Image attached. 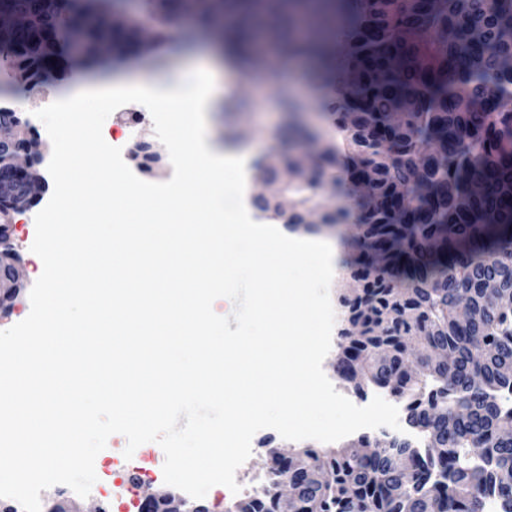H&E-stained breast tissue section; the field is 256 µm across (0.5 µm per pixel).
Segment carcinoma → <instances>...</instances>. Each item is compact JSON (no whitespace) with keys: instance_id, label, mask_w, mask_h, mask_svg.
I'll return each mask as SVG.
<instances>
[{"instance_id":"cac0c4a2","label":"carcinoma","mask_w":512,"mask_h":512,"mask_svg":"<svg viewBox=\"0 0 512 512\" xmlns=\"http://www.w3.org/2000/svg\"><path fill=\"white\" fill-rule=\"evenodd\" d=\"M356 21L340 64L359 87L337 112L374 207L362 206L355 287L340 297L334 368L363 394L372 387L405 407L408 433L363 434L328 451L273 459L263 500L239 512H275L288 479L296 512H483L493 496L512 512V0H349ZM119 0H0L29 26L0 36V67L34 86L52 77L80 26L92 45L134 43ZM206 33L217 18L195 0H155ZM288 7L267 26L285 37ZM440 39L433 44L431 34ZM250 25L224 28L243 49ZM324 169L299 174L306 203ZM442 187L417 197L414 180ZM466 306L477 318L462 321Z\"/></svg>"}]
</instances>
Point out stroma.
<instances>
[{
  "mask_svg": "<svg viewBox=\"0 0 512 512\" xmlns=\"http://www.w3.org/2000/svg\"><path fill=\"white\" fill-rule=\"evenodd\" d=\"M290 14L298 22H310L311 41L322 42L323 17L335 18L339 27H347L344 0H294ZM149 39L140 46L136 54L127 60L106 62L91 68H75L69 71L64 81H47L36 87L19 88L13 95L1 96L0 107L7 105L22 118H30L33 111L64 97L70 87H91L112 84L128 79L147 80L154 78L163 82H175L182 70L190 63L213 60L219 70L229 71L233 82L230 94L221 96L220 110L209 115V137L224 150L250 146L255 155H273L280 151L279 134L285 126L304 128L313 136L312 143L297 142L295 151L302 154L310 148L321 147L332 141L336 131L337 80L333 68L319 66L317 61L304 55H283V42L270 41L265 33H257L248 46L245 57L225 52L217 35L196 32L194 19L180 17L166 24L168 39H156L158 26L146 21ZM106 123L113 138L119 139L124 162L133 173L147 182H164L171 178L173 168L168 152L154 134L152 122L139 124L134 134H127L119 114H111ZM152 145L160 157L158 163L144 165L141 159L133 158L132 151L137 142ZM333 187L319 194L310 206L316 211H344V218L336 225L342 239L356 234V209L351 191V179L346 169L345 158H338L334 169ZM42 202L36 201L14 214L12 241L21 258V269L25 283L15 299L9 314H0V330L22 321L28 315L30 289L35 283L34 272L38 264L27 244L28 227L41 211ZM255 446L250 458L237 470L236 481L241 492H248L265 478L270 466V450L297 452L303 442L284 440L258 431L254 436ZM127 440L123 435H112L99 461L108 463L109 478H98V489L88 497L79 499L82 512H94L96 507L106 512H125L123 507L127 494H113L112 485L120 484L127 475V461L123 451Z\"/></svg>",
  "mask_w": 512,
  "mask_h": 512,
  "instance_id": "1",
  "label": "stroma"
}]
</instances>
